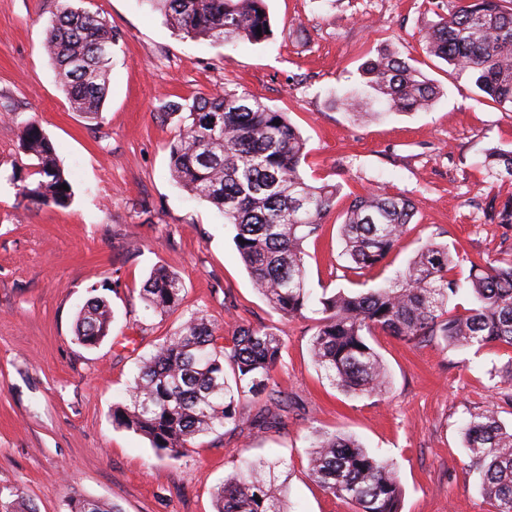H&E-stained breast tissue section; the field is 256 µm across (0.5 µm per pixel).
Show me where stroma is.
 <instances>
[{
  "mask_svg": "<svg viewBox=\"0 0 512 512\" xmlns=\"http://www.w3.org/2000/svg\"><path fill=\"white\" fill-rule=\"evenodd\" d=\"M62 0H0V493L65 512L81 494L122 512H214L213 491L239 458L276 460L290 512H352L307 471L312 429L343 433L393 461L400 512H495L481 492L460 431L470 412L495 407L512 425L504 374L512 350L430 343L381 334L373 341L389 383L351 396L312 363L316 314L287 320L253 286L223 216L170 172L176 120L164 103L230 88L287 113L307 140L309 179L344 194L319 238L305 242L314 290H359L404 268L427 239L447 244L466 280L470 262L512 251V228L486 223L477 166L491 145L512 146V112L479 100L466 76L428 56L423 34L448 0H267L271 37L222 47L179 35L141 0H72L121 35L101 119L88 123L62 93L43 50ZM395 48L440 93L426 112L361 121L333 92L357 84L363 62ZM37 121L72 185L69 206L22 202L32 179L20 127ZM385 189L413 201L409 232L364 274L339 276L338 229L349 193ZM181 279L180 307L158 315L139 298L156 266ZM106 299L112 333L80 345L75 318ZM225 335L238 325L283 339L274 377L286 402L273 430L226 426L179 460L158 457L147 438L116 427L112 404L140 360L190 314Z\"/></svg>",
  "mask_w": 512,
  "mask_h": 512,
  "instance_id": "obj_1",
  "label": "stroma"
}]
</instances>
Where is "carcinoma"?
<instances>
[{"label":"carcinoma","mask_w":512,"mask_h":512,"mask_svg":"<svg viewBox=\"0 0 512 512\" xmlns=\"http://www.w3.org/2000/svg\"><path fill=\"white\" fill-rule=\"evenodd\" d=\"M178 32L226 45L260 43L271 29L266 0H143ZM263 33H258V30ZM120 34L106 18L63 0L47 31L44 52L60 77L61 91L89 122L101 118L109 93ZM427 52L467 75L483 99L512 112V0H454L448 14L424 34ZM361 84L385 112H419L438 91L396 51L380 49L361 67ZM344 109L362 110V91L335 96ZM182 132L170 147L173 178L212 205L233 226L235 247L267 305L289 319L307 311L321 315L309 341L313 364L341 391L376 395L388 384L385 364L369 338L383 333L417 345H489L512 349V253L469 260L462 282L448 246L425 241L394 278L365 291L338 289L316 294L308 287L303 244L320 236L336 206L339 184H314L303 170L307 141L283 112L260 97L224 89L209 97L163 105ZM21 147L36 178L19 189L33 205L66 206L72 191L57 164L54 145L34 121L22 125ZM479 166L494 181H512V149L488 147ZM490 224L512 225V197L486 194ZM414 205L389 193L355 194L339 238L344 269L364 272L381 264L409 231ZM183 284L163 266L152 270L139 298L157 314L179 308ZM466 294L471 307L448 310ZM112 309L91 297L79 310L75 336L86 348L111 333ZM205 316L192 314L141 361L127 398L112 407V423L149 439L159 454L177 460L195 439L244 421L241 401L265 396L270 404L252 420L258 429L282 424L274 371L281 337L240 325L227 343ZM465 448L480 472L483 494L496 512H512V429L488 407L470 414L462 428ZM308 472L323 490L354 512H399L402 495L396 469L347 435L314 429L309 435ZM278 463L250 461L214 492L216 512H289L278 483ZM67 512H122L118 505L75 494Z\"/></svg>","instance_id":"cac0c4a2"}]
</instances>
